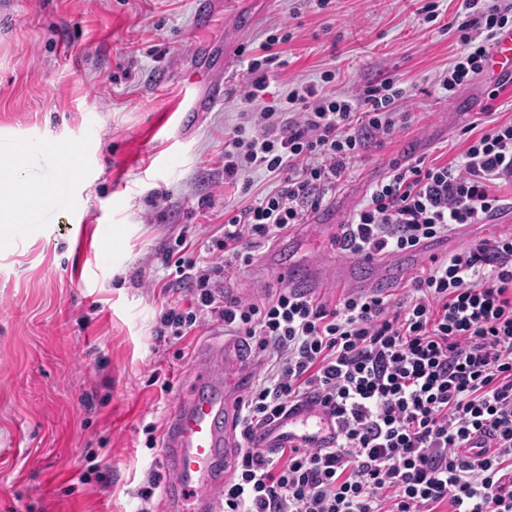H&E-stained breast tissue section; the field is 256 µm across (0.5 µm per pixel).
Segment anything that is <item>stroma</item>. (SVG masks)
<instances>
[{
    "mask_svg": "<svg viewBox=\"0 0 512 512\" xmlns=\"http://www.w3.org/2000/svg\"><path fill=\"white\" fill-rule=\"evenodd\" d=\"M0 11V148L46 145L28 156L32 180L50 181L58 159L84 145L65 198L38 221L0 222V512H140L136 491L164 471L162 446L144 427L167 423L187 393L202 349L224 345L221 326L160 342L154 329L179 292H161V252L178 234L210 236L227 211L282 188L257 172L249 188L224 182V130L259 111L244 91L250 59L281 36L268 91L320 83L336 92L391 75L411 88L399 104L409 120L366 150L335 194L279 244L290 263L327 267L318 293L347 292L333 247L370 185L394 161L444 163L465 148L475 122L512 120V85L486 114L494 81L483 75L446 97L438 85L459 46L447 28L460 0H204L213 18L198 30L197 0H9ZM207 73L226 100L183 120ZM88 247H78V239ZM228 299L255 302L282 288L274 265L225 272ZM169 393H161V381ZM91 471L87 484L74 476Z\"/></svg>",
    "mask_w": 512,
    "mask_h": 512,
    "instance_id": "1",
    "label": "stroma"
}]
</instances>
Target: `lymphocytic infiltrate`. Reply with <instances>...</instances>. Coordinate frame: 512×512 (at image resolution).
Masks as SVG:
<instances>
[{
  "instance_id": "f902f5d3",
  "label": "lymphocytic infiltrate",
  "mask_w": 512,
  "mask_h": 512,
  "mask_svg": "<svg viewBox=\"0 0 512 512\" xmlns=\"http://www.w3.org/2000/svg\"><path fill=\"white\" fill-rule=\"evenodd\" d=\"M460 51L439 81L454 96L486 69L512 27V0H462ZM321 84L244 112L224 140V181L263 170L282 189L226 214L204 248L186 236L161 255L166 307L157 340L210 319L246 337L254 383L238 400L242 438L307 403L336 418L332 448L241 449L224 512H512V237L433 261L404 298L351 291L330 303L284 288L265 303L225 300L217 282L305 223L368 146L404 121L386 76L354 94ZM454 161L392 163L336 236L347 255L412 251L486 219L512 186V120L469 135Z\"/></svg>"
}]
</instances>
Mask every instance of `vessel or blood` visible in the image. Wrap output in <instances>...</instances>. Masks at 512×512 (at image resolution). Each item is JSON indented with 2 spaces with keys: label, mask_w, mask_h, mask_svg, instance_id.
<instances>
[{
  "label": "vessel or blood",
  "mask_w": 512,
  "mask_h": 512,
  "mask_svg": "<svg viewBox=\"0 0 512 512\" xmlns=\"http://www.w3.org/2000/svg\"><path fill=\"white\" fill-rule=\"evenodd\" d=\"M488 72L495 78L512 79V30L494 40ZM385 258L361 257L340 268L338 281L370 292L387 286ZM243 347L225 345L223 362L195 366L192 388L172 410L163 438L166 460L172 472L164 488L166 512H222L221 491L241 448L235 430V398L246 390L238 367ZM336 443V421L318 404H305L288 416L257 430L250 447L259 449L288 445L328 448Z\"/></svg>",
  "instance_id": "vessel-or-blood-1"
}]
</instances>
